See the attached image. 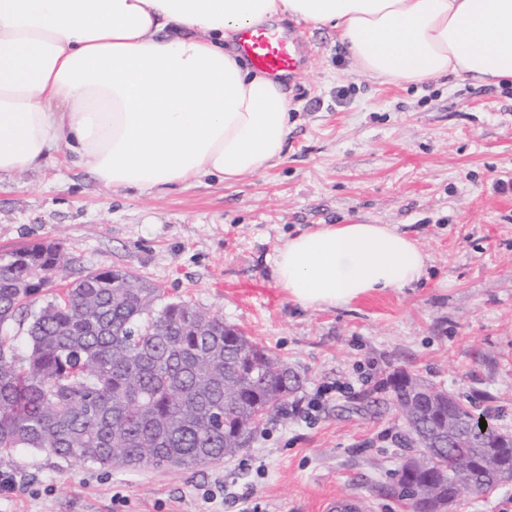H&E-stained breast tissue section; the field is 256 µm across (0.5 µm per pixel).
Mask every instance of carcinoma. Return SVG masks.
Listing matches in <instances>:
<instances>
[{
    "mask_svg": "<svg viewBox=\"0 0 512 512\" xmlns=\"http://www.w3.org/2000/svg\"><path fill=\"white\" fill-rule=\"evenodd\" d=\"M61 248L37 243L0 254V458L20 448L99 468L204 466L235 456L304 377L224 320L184 301H161L149 281L100 269L28 312L50 284ZM27 325L24 345L5 332ZM432 384L405 371L386 381L389 401L408 417L413 388ZM406 430L431 436L453 413L461 442L428 465L395 472L410 512L453 491L452 468L469 459L483 486L478 456L506 435L476 432L470 409L434 389Z\"/></svg>",
    "mask_w": 512,
    "mask_h": 512,
    "instance_id": "carcinoma-1",
    "label": "carcinoma"
}]
</instances>
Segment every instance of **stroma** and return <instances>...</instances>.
Instances as JSON below:
<instances>
[{"label":"stroma","mask_w":512,"mask_h":512,"mask_svg":"<svg viewBox=\"0 0 512 512\" xmlns=\"http://www.w3.org/2000/svg\"><path fill=\"white\" fill-rule=\"evenodd\" d=\"M305 66L280 160L227 185L113 191L63 161L0 176V253L59 241L86 273L124 269L237 326L304 375L283 414L236 456L191 469L103 470L20 449L0 512H323L392 494L395 409L356 413L394 372L489 412L512 434V90L459 80L382 83L334 30L289 22ZM394 224L430 256L426 282L351 307L303 309L274 276L287 236L320 224Z\"/></svg>","instance_id":"stroma-1"}]
</instances>
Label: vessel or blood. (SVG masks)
<instances>
[{"instance_id": "vessel-or-blood-1", "label": "vessel or blood", "mask_w": 512, "mask_h": 512, "mask_svg": "<svg viewBox=\"0 0 512 512\" xmlns=\"http://www.w3.org/2000/svg\"><path fill=\"white\" fill-rule=\"evenodd\" d=\"M237 50L255 69L276 80H295L303 65L297 37L270 27L240 31Z\"/></svg>"}]
</instances>
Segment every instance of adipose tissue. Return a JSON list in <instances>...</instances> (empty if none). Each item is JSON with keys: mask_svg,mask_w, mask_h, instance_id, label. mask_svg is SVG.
I'll use <instances>...</instances> for the list:
<instances>
[{"mask_svg": "<svg viewBox=\"0 0 512 512\" xmlns=\"http://www.w3.org/2000/svg\"><path fill=\"white\" fill-rule=\"evenodd\" d=\"M285 19L336 29L382 82L512 86V0H0V174L62 152L144 195L266 170L288 139V93L232 46ZM427 265L395 225L321 224L283 240L274 274L324 310L408 287Z\"/></svg>", "mask_w": 512, "mask_h": 512, "instance_id": "obj_1", "label": "adipose tissue"}]
</instances>
